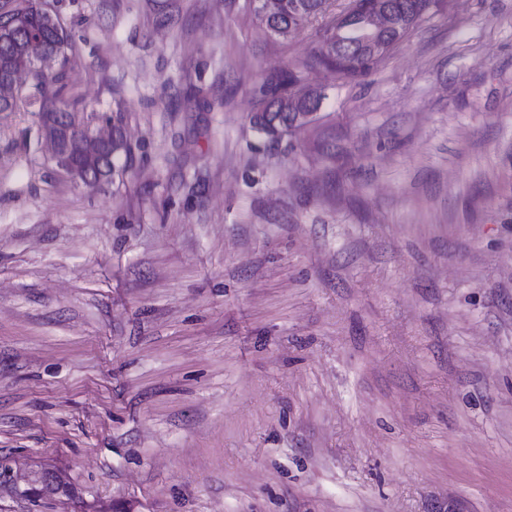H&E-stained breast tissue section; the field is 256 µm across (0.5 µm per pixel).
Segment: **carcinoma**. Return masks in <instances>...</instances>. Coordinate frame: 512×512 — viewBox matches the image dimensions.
<instances>
[{"label": "carcinoma", "instance_id": "obj_1", "mask_svg": "<svg viewBox=\"0 0 512 512\" xmlns=\"http://www.w3.org/2000/svg\"><path fill=\"white\" fill-rule=\"evenodd\" d=\"M410 0H391L395 5L390 27L375 34V39L383 43L381 52L374 54L370 46L363 45L345 35L337 42L335 55L317 50L307 61L311 66H321L344 77L353 78L371 69L396 43L401 41L415 26L416 12H407L402 5ZM327 11L325 0H263L253 13L257 28L268 38H274L276 27H289L297 14L302 13L312 19ZM10 31L0 34V73L32 72L30 87L18 89L12 104L1 111L13 110L17 103L37 110L44 128L52 130V124L59 117L71 112H88L95 116L100 106L86 102L77 93L68 89L66 69L76 48L71 43L65 28H50L45 24L42 0H0V29ZM57 54V71L48 76L33 72L38 51L36 40ZM264 106L262 116H254L258 130L267 132L273 126H281L289 120L287 112H316L321 106V97L316 92L298 87V77L291 71H282L272 78L263 89ZM112 122V147L100 148L90 155H79L80 171L88 175L89 183H99L98 174L103 168L126 169L131 150L124 140L122 116L115 112L107 117Z\"/></svg>", "mask_w": 512, "mask_h": 512}]
</instances>
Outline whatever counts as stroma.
<instances>
[{"mask_svg": "<svg viewBox=\"0 0 512 512\" xmlns=\"http://www.w3.org/2000/svg\"><path fill=\"white\" fill-rule=\"evenodd\" d=\"M126 171L0 112V457L79 504L0 512H512V0H446L366 75L248 0H47ZM290 69L325 99L272 142ZM298 93L301 95L298 96ZM263 103L256 112H264L261 117L255 115L253 121L258 130L269 132V128L273 126L280 127L289 121L290 112H297L298 116L293 124L295 129L297 126H303L310 122L320 109L321 97L316 92L305 90L298 87V77L292 71H281L272 78L263 89ZM288 99L290 108L288 115L282 109V102ZM257 130V129H256ZM105 117L108 121L112 120V132L110 129H104L102 131L88 130L85 133V139L80 141L83 136V131L75 129L73 130V136L80 140H75L70 135V130L64 131L58 137H55L54 144H50L52 151V161L57 167L63 170L70 177H79V173H86L89 177V181L79 179L85 184H100L107 183L100 182L98 180V174L102 168L112 167V170L126 169L130 159L131 150L127 142L124 140L122 132V116L121 113L113 112L112 116H101ZM100 138L109 140L112 142V148H100L94 152V154L79 155V166L75 163V157L77 155L74 152V144L81 142V145L90 146L98 141ZM124 157L123 163L121 159Z\"/></svg>", "mask_w": 512, "mask_h": 512, "instance_id": "obj_1", "label": "stroma"}]
</instances>
